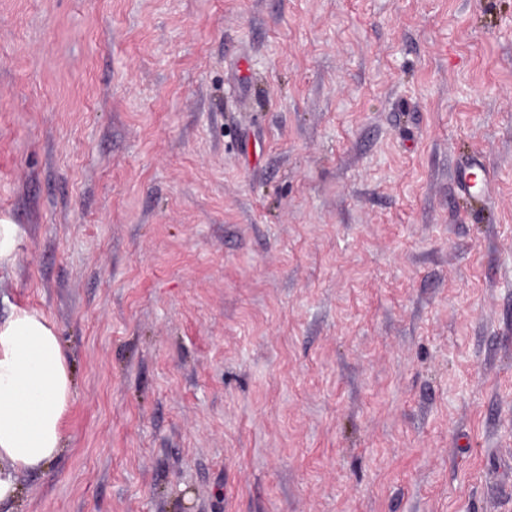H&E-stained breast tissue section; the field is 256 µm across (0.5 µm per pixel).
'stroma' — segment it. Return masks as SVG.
<instances>
[{
  "label": "stroma",
  "instance_id": "35a3bbf8",
  "mask_svg": "<svg viewBox=\"0 0 512 512\" xmlns=\"http://www.w3.org/2000/svg\"><path fill=\"white\" fill-rule=\"evenodd\" d=\"M0 220L10 512H512V0H0ZM71 396L72 376L46 320L20 312L0 323V508L16 501L18 473L47 466L61 451Z\"/></svg>",
  "mask_w": 512,
  "mask_h": 512
}]
</instances>
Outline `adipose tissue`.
<instances>
[{
  "mask_svg": "<svg viewBox=\"0 0 512 512\" xmlns=\"http://www.w3.org/2000/svg\"><path fill=\"white\" fill-rule=\"evenodd\" d=\"M72 376L46 320L21 312L0 323V505L15 502L17 475L62 449Z\"/></svg>",
  "mask_w": 512,
  "mask_h": 512,
  "instance_id": "adipose-tissue-1",
  "label": "adipose tissue"
}]
</instances>
